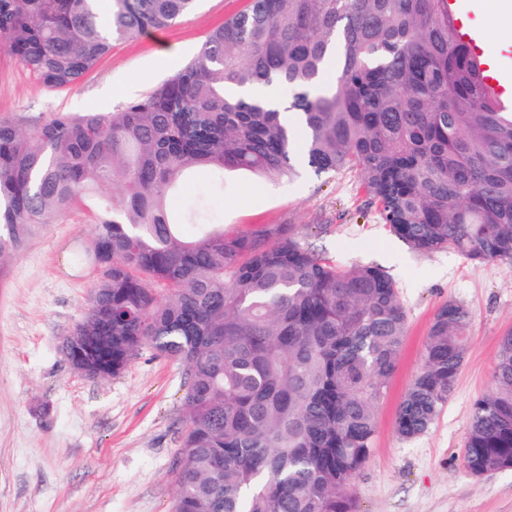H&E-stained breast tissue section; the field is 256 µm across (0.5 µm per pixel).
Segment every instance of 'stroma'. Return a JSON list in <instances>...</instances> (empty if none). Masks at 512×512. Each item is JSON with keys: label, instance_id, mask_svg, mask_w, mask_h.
<instances>
[{"label": "stroma", "instance_id": "obj_1", "mask_svg": "<svg viewBox=\"0 0 512 512\" xmlns=\"http://www.w3.org/2000/svg\"><path fill=\"white\" fill-rule=\"evenodd\" d=\"M251 0H198L161 31L120 42L72 87L51 90L0 50V115L114 112L175 74L206 36ZM472 20L512 54V15L474 0ZM195 194L214 222L239 231L292 225L335 264L376 265L394 281L408 316L398 369L378 407L374 452L353 481L360 512H512V470L480 478L463 465L473 402L488 394L498 341L512 330V262L476 265L442 250L413 252L382 224L354 172L272 183L228 174L223 194L199 174ZM95 215L77 208L48 225L0 282V512H171L179 436L186 423L183 370L142 350L112 379L73 369L61 345L83 319L95 277L73 268ZM472 313L470 339L447 404L421 436L402 439L397 408L419 370L428 328L448 301Z\"/></svg>", "mask_w": 512, "mask_h": 512}]
</instances>
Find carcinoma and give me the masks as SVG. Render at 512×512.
I'll return each mask as SVG.
<instances>
[{"label":"carcinoma","instance_id":"cac0c4a2","mask_svg":"<svg viewBox=\"0 0 512 512\" xmlns=\"http://www.w3.org/2000/svg\"><path fill=\"white\" fill-rule=\"evenodd\" d=\"M196 0H0V46L49 89L79 82L116 42L172 25ZM447 0H252L176 74L117 112L0 116V280L80 205L75 255L96 273L63 344L74 369L120 375L146 347L184 367L186 428L173 512H359L379 402L407 315L391 277L340 268L286 224L229 234L202 204L186 239L168 210L201 170L267 181L358 174L412 250L512 262V112L488 97ZM336 56V82L324 80ZM288 88V122L265 89ZM470 312L434 314L395 427L413 439L448 401ZM464 467L512 470V330L471 409Z\"/></svg>","mask_w":512,"mask_h":512}]
</instances>
